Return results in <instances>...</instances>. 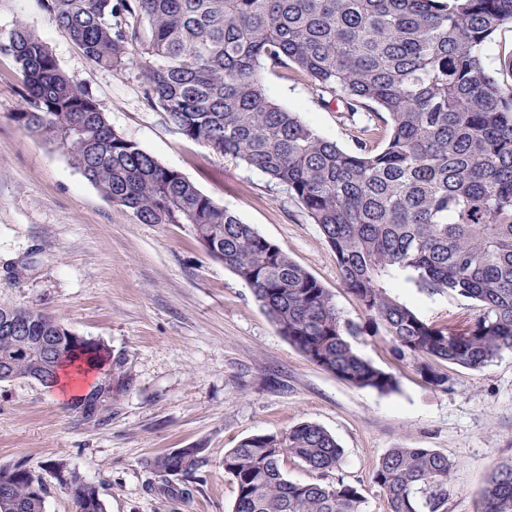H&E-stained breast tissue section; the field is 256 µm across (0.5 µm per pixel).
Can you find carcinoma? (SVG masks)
I'll return each instance as SVG.
<instances>
[{
  "label": "carcinoma",
  "instance_id": "carcinoma-1",
  "mask_svg": "<svg viewBox=\"0 0 512 512\" xmlns=\"http://www.w3.org/2000/svg\"><path fill=\"white\" fill-rule=\"evenodd\" d=\"M97 66L120 72L129 50L144 59L150 102L194 141L264 174L306 211L336 255L341 280L366 320L343 319L333 294L251 224L215 203L179 171L161 164L110 125L93 95L61 70L48 45L20 24L0 51L23 73L28 109L15 121L66 150L71 164L120 210L143 224H190L196 240L249 288L278 332L308 361L340 381L380 394L399 381L360 356L349 337L386 336L399 362L422 382L448 387L439 363L471 370L512 351V52L499 75L482 48L512 25V0H39ZM291 68L320 102L388 127L357 129L348 152L271 99L265 71ZM404 277L429 293L479 304L463 325L423 319L392 291ZM35 320L31 336L56 337L60 362L43 373L35 347L0 333V356L13 358L0 382L29 378L46 388L60 372L100 371L99 347L79 342L59 320L34 308L0 304ZM133 378L112 354V381L96 380L76 400L101 412ZM308 470L336 469L333 435L303 422L284 433L249 436L224 453L236 486L232 512H366L358 489L291 481L282 460ZM209 465L207 449L149 457L145 471L170 477ZM455 462L434 448L397 445L371 479L387 512H448ZM78 512H105L95 486L68 463ZM43 480L22 466L0 467V494L14 512H46ZM479 512H512V460L482 486Z\"/></svg>",
  "mask_w": 512,
  "mask_h": 512
}]
</instances>
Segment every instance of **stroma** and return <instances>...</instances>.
<instances>
[{"label": "stroma", "instance_id": "obj_1", "mask_svg": "<svg viewBox=\"0 0 512 512\" xmlns=\"http://www.w3.org/2000/svg\"><path fill=\"white\" fill-rule=\"evenodd\" d=\"M26 24L60 68L92 92L112 127L174 168L279 246L335 296L344 318L364 312L340 279L336 257L303 207L261 173L186 138L145 96L143 60L115 74L90 61L37 0H0V38ZM271 98L299 112L342 149L355 132L337 105L302 78L266 71ZM27 107L24 76L0 52V304L38 308L73 333L124 353L130 391L101 415L74 407L89 384L46 388L28 378L0 383V466H24L46 481V512H77L50 465L66 460L94 483L106 512H232L236 487L224 454L245 437L312 422L343 450L329 481L356 485L369 512H386L370 479L399 443L444 452L456 463L448 512H476L492 470L512 459V352L480 370L448 367L447 390L422 383L382 336L353 347L396 373L390 394L357 389L307 361L281 336L251 289L211 258L186 224H142L103 197L65 151L15 120ZM400 300L435 323L473 319L476 304L398 281ZM204 448L210 464L173 478L175 494L151 484L143 459Z\"/></svg>", "mask_w": 512, "mask_h": 512}]
</instances>
